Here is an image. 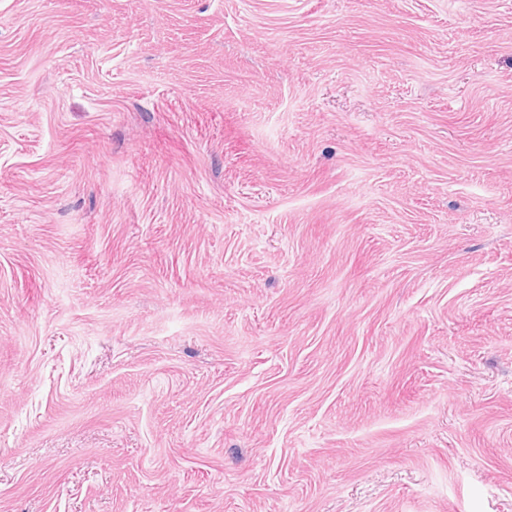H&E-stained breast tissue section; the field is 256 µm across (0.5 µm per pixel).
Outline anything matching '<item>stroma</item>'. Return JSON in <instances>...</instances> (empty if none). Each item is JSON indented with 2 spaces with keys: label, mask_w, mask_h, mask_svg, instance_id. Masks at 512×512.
<instances>
[{
  "label": "stroma",
  "mask_w": 512,
  "mask_h": 512,
  "mask_svg": "<svg viewBox=\"0 0 512 512\" xmlns=\"http://www.w3.org/2000/svg\"><path fill=\"white\" fill-rule=\"evenodd\" d=\"M0 512H512V0H0Z\"/></svg>",
  "instance_id": "stroma-1"
}]
</instances>
